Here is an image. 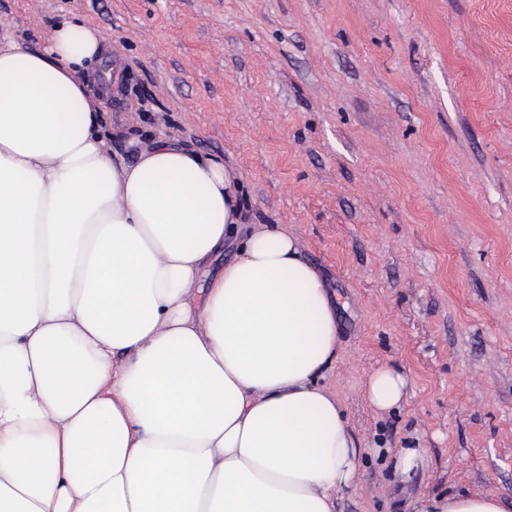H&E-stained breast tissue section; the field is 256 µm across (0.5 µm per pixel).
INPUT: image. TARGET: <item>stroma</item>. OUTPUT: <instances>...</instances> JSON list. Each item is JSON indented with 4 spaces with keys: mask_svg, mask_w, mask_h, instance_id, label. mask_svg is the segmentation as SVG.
Wrapping results in <instances>:
<instances>
[{
    "mask_svg": "<svg viewBox=\"0 0 512 512\" xmlns=\"http://www.w3.org/2000/svg\"><path fill=\"white\" fill-rule=\"evenodd\" d=\"M75 16L122 70L110 153L165 138L219 155L241 224H282L336 300L323 380L368 447L336 512L457 491L512 502V0H0L42 49ZM408 380L375 410L368 377ZM393 448H422L412 482Z\"/></svg>",
    "mask_w": 512,
    "mask_h": 512,
    "instance_id": "obj_1",
    "label": "stroma"
}]
</instances>
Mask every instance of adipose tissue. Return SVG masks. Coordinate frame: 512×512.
Returning a JSON list of instances; mask_svg holds the SVG:
<instances>
[{
  "mask_svg": "<svg viewBox=\"0 0 512 512\" xmlns=\"http://www.w3.org/2000/svg\"><path fill=\"white\" fill-rule=\"evenodd\" d=\"M106 40L62 17L0 40V512H336L365 447L321 381L336 309L295 237L238 231L222 157L100 133ZM406 378L367 380L381 412ZM413 512H512L481 493Z\"/></svg>",
  "mask_w": 512,
  "mask_h": 512,
  "instance_id": "adipose-tissue-1",
  "label": "adipose tissue"
}]
</instances>
